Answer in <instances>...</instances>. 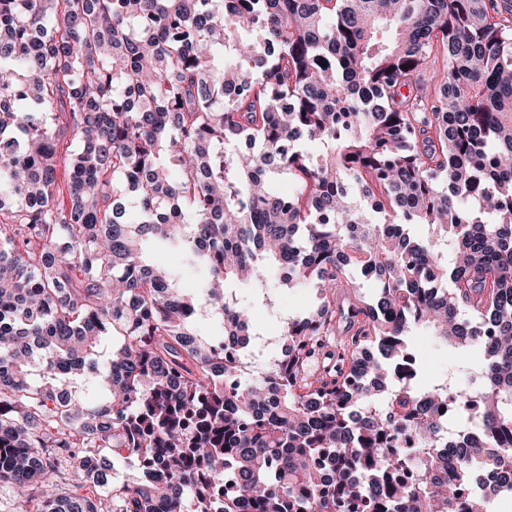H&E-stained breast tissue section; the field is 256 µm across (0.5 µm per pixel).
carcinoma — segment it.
Returning <instances> with one entry per match:
<instances>
[{
	"mask_svg": "<svg viewBox=\"0 0 512 512\" xmlns=\"http://www.w3.org/2000/svg\"><path fill=\"white\" fill-rule=\"evenodd\" d=\"M357 275L376 293L346 309ZM296 286L317 306L283 318ZM256 306L280 351L252 379ZM418 329L456 366L482 355L493 447L448 461L454 381L424 380ZM222 339L248 358L225 365ZM472 410L457 393L459 431ZM510 434L512 0H0L19 512H493ZM109 455L157 473L121 480Z\"/></svg>",
	"mask_w": 512,
	"mask_h": 512,
	"instance_id": "obj_1",
	"label": "carcinoma"
}]
</instances>
